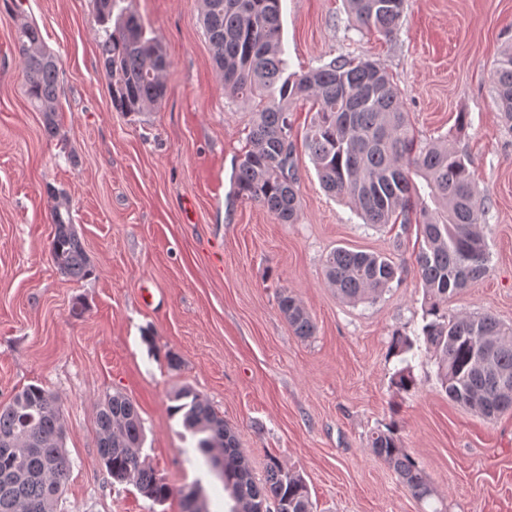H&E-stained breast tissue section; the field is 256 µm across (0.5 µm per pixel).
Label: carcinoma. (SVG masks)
<instances>
[{"mask_svg": "<svg viewBox=\"0 0 512 512\" xmlns=\"http://www.w3.org/2000/svg\"><path fill=\"white\" fill-rule=\"evenodd\" d=\"M125 0H111L103 10L89 0L102 31L99 62L107 79L112 107L141 114L159 107L167 94L165 75L171 61L159 40L147 35ZM281 0H203V25L224 91L233 98L257 101L246 150L235 162L238 194L265 208L283 224L300 215L294 162L291 107L312 102L314 118L303 145L323 189L348 199L368 224H416L423 244L416 255L424 291L421 333L425 351L435 358L441 388L452 401L494 417L512 410V328L490 313L448 315V298L486 277L489 254L478 231L483 211L464 158L448 141L422 144L389 72L371 60L334 58L300 74L288 72L281 41ZM350 18L366 31L393 33L405 0H345ZM16 44L23 67L24 92L42 112L47 136L59 133L57 101L59 63L38 25L20 19ZM495 88L504 119L512 123V45L495 72ZM50 243L61 274L82 280L90 261L78 237L66 194L58 193ZM336 295L347 302L374 299L401 280L402 268L376 253L338 247L324 263ZM278 309L296 336L308 338L316 324L307 309L284 288ZM414 340L392 336L396 356L413 350ZM399 392L416 389L410 366L391 379ZM170 413L197 437L184 454L200 455L213 465L234 502L231 512H255L262 504L275 512H314L304 478L279 458H267L257 478L234 432L207 401L190 387L172 397ZM98 455L112 481L134 486L162 505L172 487L142 455L143 422L138 405L115 393L97 418ZM64 419L55 395L30 384L0 407V512H56L71 468L63 444ZM370 448L419 500L434 495L427 476L404 448L396 425L378 430Z\"/></svg>", "mask_w": 512, "mask_h": 512, "instance_id": "cac0c4a2", "label": "carcinoma"}]
</instances>
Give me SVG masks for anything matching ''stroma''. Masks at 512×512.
Returning <instances> with one entry per match:
<instances>
[{
	"label": "stroma",
	"mask_w": 512,
	"mask_h": 512,
	"mask_svg": "<svg viewBox=\"0 0 512 512\" xmlns=\"http://www.w3.org/2000/svg\"><path fill=\"white\" fill-rule=\"evenodd\" d=\"M11 2L0 0V406L30 384L58 398L72 466L56 512H182L179 491L196 482L208 512H229L222 482L183 455L194 440L169 407L185 386L234 430L255 474L271 455L299 473L315 512H512V411L489 420L452 402L421 351L410 359L416 390L391 385L401 366L393 333L412 337L423 324L416 225L363 223L323 191L301 146L298 223L238 196L252 108L224 92L201 0H132L171 60L165 99L138 115L112 107L88 0H26L61 70L53 139L22 88ZM281 25L289 71L340 55L377 61L419 140L455 138L485 209L491 269L448 312L512 325V126L493 84L512 44V0H406L389 36L359 32L343 0H281ZM58 190L92 268L78 282L49 253ZM337 247L389 256L401 281L341 301L324 272ZM284 288L314 336H295L280 314ZM116 392L140 408L143 453L174 489L165 504L99 463L97 415ZM391 423L432 498H414L369 447Z\"/></svg>",
	"instance_id": "stroma-1"
}]
</instances>
